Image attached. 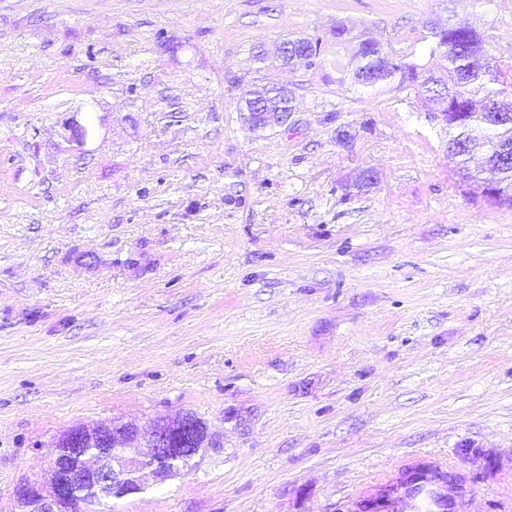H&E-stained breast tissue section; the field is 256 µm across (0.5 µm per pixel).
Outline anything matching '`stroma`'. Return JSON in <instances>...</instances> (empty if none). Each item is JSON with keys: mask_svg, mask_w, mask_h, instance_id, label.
<instances>
[{"mask_svg": "<svg viewBox=\"0 0 512 512\" xmlns=\"http://www.w3.org/2000/svg\"><path fill=\"white\" fill-rule=\"evenodd\" d=\"M466 22L512 60V0H0V512L68 429L188 412L211 447L112 512H358L416 466L512 512V206L335 65L340 24L433 68ZM277 87L286 88L277 83H268L261 88H258L256 91H259V97L265 100L270 104V107L276 111L280 110V112H263L264 109H261L260 112H251V110L256 109V96L253 93L249 94V97L245 98L241 109L243 112L244 120L255 127H266L270 125L283 124L287 121L288 112L289 115L291 112H295L294 96L293 93L288 90V97L286 99L277 98Z\"/></svg>", "mask_w": 512, "mask_h": 512, "instance_id": "35a3bbf8", "label": "stroma"}]
</instances>
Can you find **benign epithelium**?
<instances>
[{
  "label": "benign epithelium",
  "instance_id": "7a95c632",
  "mask_svg": "<svg viewBox=\"0 0 512 512\" xmlns=\"http://www.w3.org/2000/svg\"><path fill=\"white\" fill-rule=\"evenodd\" d=\"M254 94H249L241 106L244 120L255 127L282 124L286 112H257ZM181 435L171 432L168 421L153 422L141 427L136 424L115 427L104 424L70 435L72 445L57 452L51 470V490L43 493L36 484L24 482L16 487L15 495L25 512H66V504L75 501L82 489L89 487L100 498L125 497L142 490L141 478H130L118 450L126 448L151 459L147 466L159 481L182 472L174 462L190 464L204 453L211 440L207 428H198L190 413L179 417Z\"/></svg>",
  "mask_w": 512,
  "mask_h": 512
}]
</instances>
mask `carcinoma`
<instances>
[{
  "mask_svg": "<svg viewBox=\"0 0 512 512\" xmlns=\"http://www.w3.org/2000/svg\"><path fill=\"white\" fill-rule=\"evenodd\" d=\"M436 47L446 65L440 76L423 66L408 62L404 55L365 37L346 60H336V71L352 75L354 82L381 90L391 84L412 88L425 95L435 118L448 126V148L455 149L459 169L468 171L472 150L485 149V166L477 175H468L470 183L481 190L486 201L512 205V162L501 163L497 148H512V121L499 117L512 113V64L490 62L484 58L480 34L468 27L451 26L432 31ZM307 51L309 59L320 55L319 43L307 38L288 41V51ZM277 83L259 88L260 98L273 110L293 112L294 96L277 98ZM102 499L90 494L69 506L71 512H99Z\"/></svg>",
  "mask_w": 512,
  "mask_h": 512,
  "instance_id": "carcinoma-1",
  "label": "carcinoma"
}]
</instances>
